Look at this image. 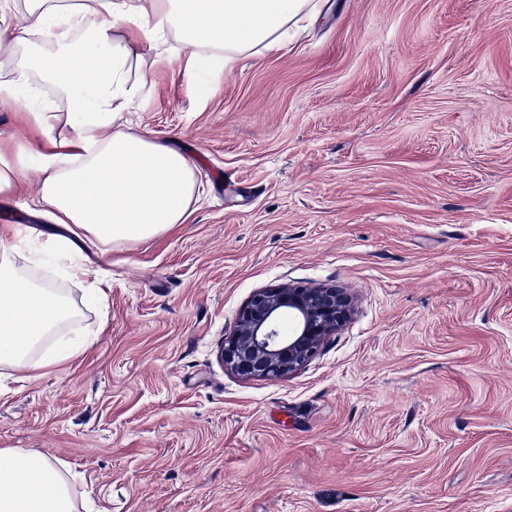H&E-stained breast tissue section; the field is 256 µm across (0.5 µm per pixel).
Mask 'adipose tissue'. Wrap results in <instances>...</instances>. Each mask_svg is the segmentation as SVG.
<instances>
[{"label":"adipose tissue","instance_id":"obj_1","mask_svg":"<svg viewBox=\"0 0 512 512\" xmlns=\"http://www.w3.org/2000/svg\"><path fill=\"white\" fill-rule=\"evenodd\" d=\"M16 21L0 22V102L36 83L60 111L31 108L51 132L48 147L0 150V196L36 176L35 208L107 253L155 239L186 223L197 200L196 168L173 145L129 119L148 93L154 62L145 40L188 62L240 61L276 51L313 27L324 0H10ZM68 133L54 137L56 126ZM21 225L0 226V364L38 370L53 364L45 338L78 311L51 282L28 276L15 241ZM0 512H75L73 487L47 456L0 448Z\"/></svg>","mask_w":512,"mask_h":512}]
</instances>
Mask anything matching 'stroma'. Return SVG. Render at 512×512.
Returning a JSON list of instances; mask_svg holds the SVG:
<instances>
[{"label":"stroma","mask_w":512,"mask_h":512,"mask_svg":"<svg viewBox=\"0 0 512 512\" xmlns=\"http://www.w3.org/2000/svg\"><path fill=\"white\" fill-rule=\"evenodd\" d=\"M331 2L229 74L140 42L133 119L199 200L84 249L106 298L50 338L64 363L0 365V448L55 461L76 512H512V0ZM34 100L0 102V147L47 146ZM33 193L0 225L35 252ZM281 282L353 314L292 377L227 371L239 310Z\"/></svg>","instance_id":"35a3bbf8"}]
</instances>
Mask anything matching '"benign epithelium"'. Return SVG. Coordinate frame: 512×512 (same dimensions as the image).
Returning <instances> with one entry per match:
<instances>
[{"instance_id":"1","label":"benign epithelium","mask_w":512,"mask_h":512,"mask_svg":"<svg viewBox=\"0 0 512 512\" xmlns=\"http://www.w3.org/2000/svg\"><path fill=\"white\" fill-rule=\"evenodd\" d=\"M351 313V299L339 288L270 285L241 308L220 357L242 378H289L319 354Z\"/></svg>"}]
</instances>
